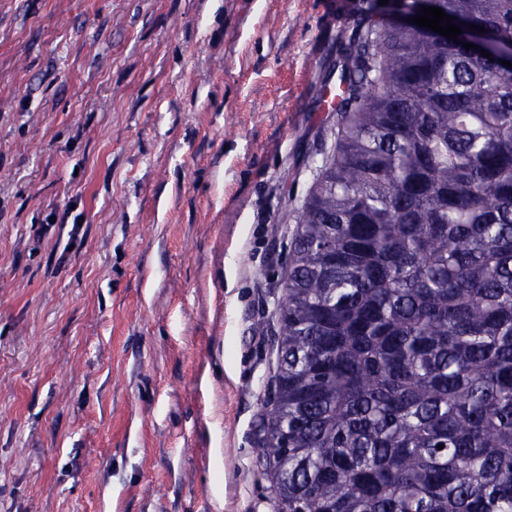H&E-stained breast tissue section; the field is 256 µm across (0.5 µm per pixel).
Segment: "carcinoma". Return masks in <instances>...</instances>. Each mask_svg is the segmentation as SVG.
Wrapping results in <instances>:
<instances>
[{
    "label": "carcinoma",
    "instance_id": "cac0c4a2",
    "mask_svg": "<svg viewBox=\"0 0 512 512\" xmlns=\"http://www.w3.org/2000/svg\"><path fill=\"white\" fill-rule=\"evenodd\" d=\"M429 5L479 49L345 36L261 420L282 512H512V0Z\"/></svg>",
    "mask_w": 512,
    "mask_h": 512
}]
</instances>
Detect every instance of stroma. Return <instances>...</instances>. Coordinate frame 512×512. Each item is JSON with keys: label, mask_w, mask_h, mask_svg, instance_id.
I'll return each mask as SVG.
<instances>
[{"label": "stroma", "mask_w": 512, "mask_h": 512, "mask_svg": "<svg viewBox=\"0 0 512 512\" xmlns=\"http://www.w3.org/2000/svg\"><path fill=\"white\" fill-rule=\"evenodd\" d=\"M378 8L0 0V512H280L288 254Z\"/></svg>", "instance_id": "stroma-1"}]
</instances>
